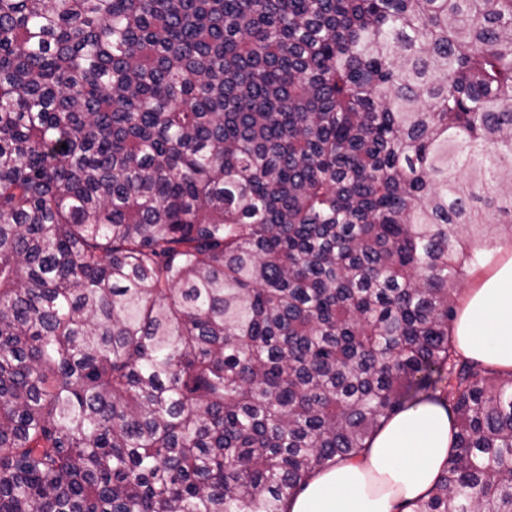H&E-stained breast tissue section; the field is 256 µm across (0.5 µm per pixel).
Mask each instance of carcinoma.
Wrapping results in <instances>:
<instances>
[{"mask_svg": "<svg viewBox=\"0 0 512 512\" xmlns=\"http://www.w3.org/2000/svg\"><path fill=\"white\" fill-rule=\"evenodd\" d=\"M512 0H0V512H285L398 412L512 512ZM491 273L461 282L454 324L458 351L504 373L512 372V245L503 237ZM508 259V260H507ZM478 281L477 288H475ZM473 290L469 293L470 289ZM469 293V294H468ZM468 294V295H467ZM467 295V296H466ZM466 297V298H465Z\"/></svg>", "mask_w": 512, "mask_h": 512, "instance_id": "obj_1", "label": "carcinoma"}]
</instances>
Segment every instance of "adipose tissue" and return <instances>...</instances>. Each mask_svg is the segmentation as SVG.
<instances>
[{
  "label": "adipose tissue",
  "instance_id": "obj_1",
  "mask_svg": "<svg viewBox=\"0 0 512 512\" xmlns=\"http://www.w3.org/2000/svg\"><path fill=\"white\" fill-rule=\"evenodd\" d=\"M458 351L512 372V258L480 277L454 324ZM453 417L442 404L403 410L370 441L367 452L315 475L288 512H408L435 486L453 452Z\"/></svg>",
  "mask_w": 512,
  "mask_h": 512
}]
</instances>
